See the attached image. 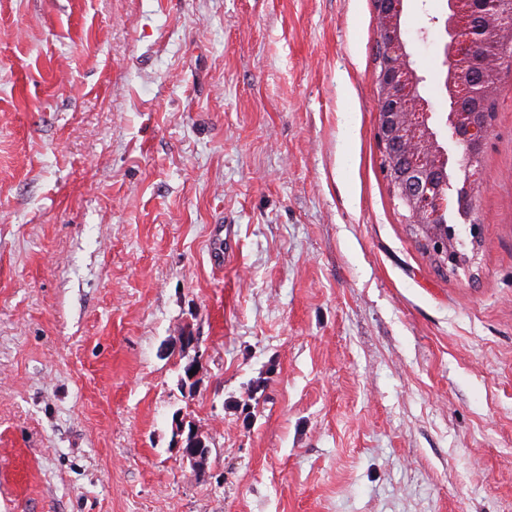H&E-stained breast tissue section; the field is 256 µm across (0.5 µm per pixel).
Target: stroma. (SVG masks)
<instances>
[{
    "label": "stroma",
    "mask_w": 512,
    "mask_h": 512,
    "mask_svg": "<svg viewBox=\"0 0 512 512\" xmlns=\"http://www.w3.org/2000/svg\"><path fill=\"white\" fill-rule=\"evenodd\" d=\"M446 9L401 30L457 186ZM379 39L374 0H0V512H512V67L453 271ZM403 2H377L380 17L394 31L391 33L393 42L385 55L390 36L381 23L376 60L379 61L384 55L385 57L377 76L380 89L377 137L382 145L402 144L413 154L411 167L401 169L392 152L386 174L393 190L409 206L415 223L426 234L424 241L431 247L429 251L439 258L444 257V263L457 266L463 258L453 248L454 243L449 240L442 242L433 228L435 218L443 211L445 196L438 193L432 199L427 190H437L438 181L440 187L445 178L440 167L441 151L433 131L428 126V107L422 99L414 96L418 77L408 63L405 43L400 38L399 19L403 12ZM380 64L379 61L378 65ZM421 121L425 123L426 134L418 139L413 133L414 127ZM433 207L435 211H432Z\"/></svg>",
    "instance_id": "1"
}]
</instances>
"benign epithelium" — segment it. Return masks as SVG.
<instances>
[{"label":"benign epithelium","mask_w":512,"mask_h":512,"mask_svg":"<svg viewBox=\"0 0 512 512\" xmlns=\"http://www.w3.org/2000/svg\"><path fill=\"white\" fill-rule=\"evenodd\" d=\"M470 0H448V17L444 21V40L439 50L442 58L438 73V87L449 89L458 106H463L474 96L471 84L459 80H448V69H456L461 58L471 60L475 65L481 58L473 55V48L485 40L486 31L470 27ZM380 17L392 30L393 42L388 49L382 68L378 72L379 113L377 137L381 144L392 146L402 144L413 154L411 167L402 169L396 164L395 155H390L386 170L393 190L409 206L415 223L426 234L425 243L437 257L457 266L462 258L451 241H442L434 229L435 218L443 211L445 196L431 197L428 189L444 182L442 175L441 151L431 129H426L423 138L413 136L414 127L421 121H428L427 104L414 96L418 77L408 63L405 43L400 38L399 19L403 12V0H378ZM449 124L457 142L471 150V161H476L488 135V121L473 122L471 114L457 111L449 115ZM184 458L200 463L207 456L205 441L197 432L189 433V441L181 448Z\"/></svg>","instance_id":"7a95c632"}]
</instances>
